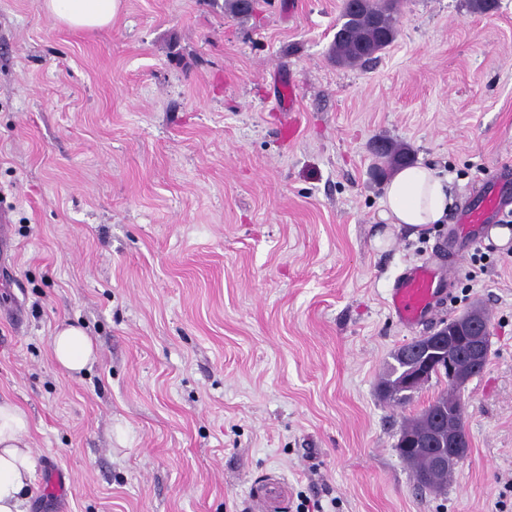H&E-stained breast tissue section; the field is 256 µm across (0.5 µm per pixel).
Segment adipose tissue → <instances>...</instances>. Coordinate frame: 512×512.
Returning <instances> with one entry per match:
<instances>
[{
    "instance_id": "obj_1",
    "label": "adipose tissue",
    "mask_w": 512,
    "mask_h": 512,
    "mask_svg": "<svg viewBox=\"0 0 512 512\" xmlns=\"http://www.w3.org/2000/svg\"><path fill=\"white\" fill-rule=\"evenodd\" d=\"M120 0H40V10L73 30H97L111 25ZM453 202L448 175L420 163L399 168L382 189L379 217L395 232L415 239L442 223ZM57 363L69 372L84 370L96 355L94 342L78 326L58 327L51 340ZM27 413L0 399V512H27L35 465L27 435Z\"/></svg>"
}]
</instances>
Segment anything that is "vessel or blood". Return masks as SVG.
Segmentation results:
<instances>
[{
  "label": "vessel or blood",
  "mask_w": 512,
  "mask_h": 512,
  "mask_svg": "<svg viewBox=\"0 0 512 512\" xmlns=\"http://www.w3.org/2000/svg\"><path fill=\"white\" fill-rule=\"evenodd\" d=\"M503 187V181H496L484 199L467 203L458 215L459 223L481 226L491 221ZM439 273V268L422 264L406 269L396 279L390 292L389 308L400 322L415 325L433 313L441 281Z\"/></svg>",
  "instance_id": "1"
}]
</instances>
